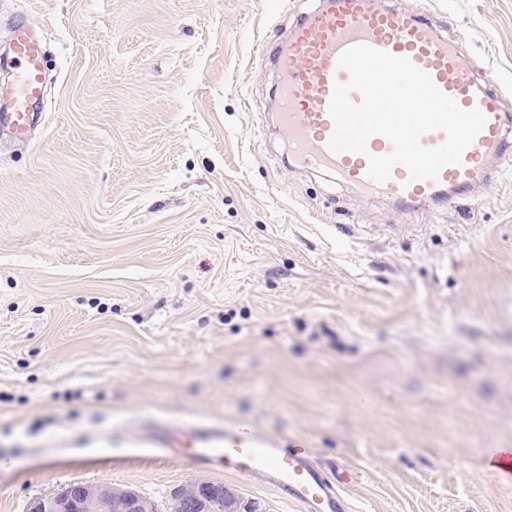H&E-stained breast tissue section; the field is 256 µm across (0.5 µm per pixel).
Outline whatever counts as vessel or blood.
<instances>
[{"label": "vessel or blood", "mask_w": 512, "mask_h": 512, "mask_svg": "<svg viewBox=\"0 0 512 512\" xmlns=\"http://www.w3.org/2000/svg\"><path fill=\"white\" fill-rule=\"evenodd\" d=\"M365 44L409 58L462 108L479 109L486 124L465 150L461 164L442 168L437 180H410L396 166L384 184L368 179L369 155L388 154L392 145L372 136L366 153H333L328 148L334 124L328 105L335 84L349 80L337 66L347 48ZM275 123L288 143V160L305 172H324L368 197H382L407 213L428 204L453 202L480 184L496 180L494 161L512 157V114L493 81H477L471 62L455 40L440 32L432 17L381 0H317L276 47ZM11 82L0 88V129L25 137L40 119L36 103L45 90L41 42L26 23L16 25L12 50L0 56ZM147 444L182 456L196 468H221L241 479L274 489L296 512H352L344 488L353 474H335L315 460L306 440L271 438L254 427L197 424L176 430L158 422L145 433Z\"/></svg>", "instance_id": "obj_1"}]
</instances>
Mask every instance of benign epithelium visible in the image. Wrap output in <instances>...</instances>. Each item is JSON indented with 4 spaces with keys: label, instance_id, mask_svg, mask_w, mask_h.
I'll return each mask as SVG.
<instances>
[{
    "label": "benign epithelium",
    "instance_id": "obj_1",
    "mask_svg": "<svg viewBox=\"0 0 512 512\" xmlns=\"http://www.w3.org/2000/svg\"><path fill=\"white\" fill-rule=\"evenodd\" d=\"M173 512H233L234 498L220 483L192 481L175 489ZM150 512L142 495L111 485L80 482L60 492L33 500L28 512Z\"/></svg>",
    "mask_w": 512,
    "mask_h": 512
}]
</instances>
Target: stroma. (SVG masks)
Returning a JSON list of instances; mask_svg holds the SVG:
<instances>
[{
  "label": "stroma",
  "mask_w": 512,
  "mask_h": 512,
  "mask_svg": "<svg viewBox=\"0 0 512 512\" xmlns=\"http://www.w3.org/2000/svg\"><path fill=\"white\" fill-rule=\"evenodd\" d=\"M429 12L512 86V0ZM311 0H0L45 46L43 120L0 141V512L66 484L224 483L157 420L240 422L354 469V512H512V162L415 215L289 168L273 66ZM352 225L340 239L336 227Z\"/></svg>",
  "instance_id": "1"
}]
</instances>
